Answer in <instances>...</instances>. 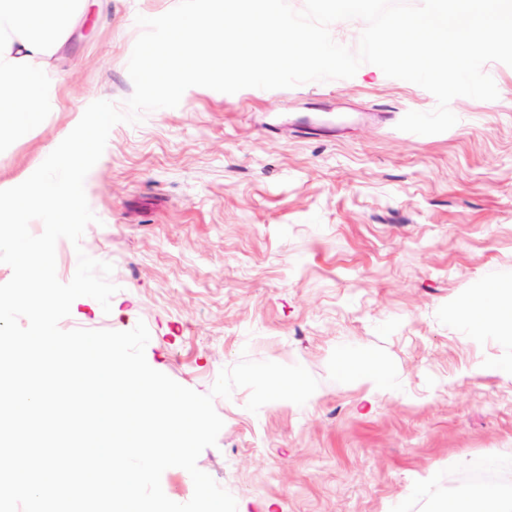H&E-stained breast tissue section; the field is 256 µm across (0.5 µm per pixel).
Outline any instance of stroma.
<instances>
[{"mask_svg": "<svg viewBox=\"0 0 512 512\" xmlns=\"http://www.w3.org/2000/svg\"><path fill=\"white\" fill-rule=\"evenodd\" d=\"M177 0H88L56 56V111L0 142V184L26 180L97 100L124 107L142 29ZM491 101L457 97L458 122L398 130L424 88L362 64L353 77L234 94L186 90L178 107L121 122L88 173L97 217L56 244L112 263L110 311L77 298L62 330L144 322L148 364L209 393L241 358L305 367L304 405L214 400L224 422L197 466L237 512H439L478 459L512 498V335L476 330L460 304L512 285V66L484 67ZM379 363L367 395L344 360Z\"/></svg>", "mask_w": 512, "mask_h": 512, "instance_id": "35a3bbf8", "label": "stroma"}]
</instances>
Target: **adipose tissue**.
I'll use <instances>...</instances> for the list:
<instances>
[{
	"label": "adipose tissue",
	"mask_w": 512,
	"mask_h": 512,
	"mask_svg": "<svg viewBox=\"0 0 512 512\" xmlns=\"http://www.w3.org/2000/svg\"><path fill=\"white\" fill-rule=\"evenodd\" d=\"M86 0H0V138L20 133L19 113L38 117L57 106L48 79L51 60ZM460 314L475 328L512 334V289L489 285L468 298ZM444 512H512L481 487H461Z\"/></svg>",
	"instance_id": "obj_1"
}]
</instances>
